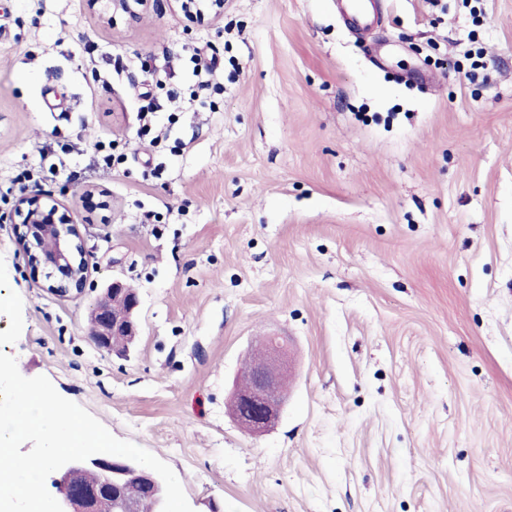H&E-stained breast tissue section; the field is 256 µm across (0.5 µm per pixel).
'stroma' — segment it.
<instances>
[{
  "label": "stroma",
  "mask_w": 512,
  "mask_h": 512,
  "mask_svg": "<svg viewBox=\"0 0 512 512\" xmlns=\"http://www.w3.org/2000/svg\"><path fill=\"white\" fill-rule=\"evenodd\" d=\"M379 4L360 39L336 0H0V182L63 159L42 191L90 255L59 296L0 223V352L194 512H512V0ZM158 81L161 151L137 136ZM115 278L141 297L125 356L86 321ZM269 332L290 382L254 436L227 403ZM92 11L102 19L110 20L115 14L122 13L131 19L138 18L140 14L150 7L151 0H87ZM177 10L188 17L197 19L204 16V9L213 14L214 18L224 15V0H172ZM205 2V3H202Z\"/></svg>",
  "instance_id": "obj_1"
}]
</instances>
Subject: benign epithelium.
<instances>
[{
  "instance_id": "obj_1",
  "label": "benign epithelium",
  "mask_w": 512,
  "mask_h": 512,
  "mask_svg": "<svg viewBox=\"0 0 512 512\" xmlns=\"http://www.w3.org/2000/svg\"><path fill=\"white\" fill-rule=\"evenodd\" d=\"M99 17L111 18L118 13L135 19L150 7L151 0H87ZM177 10L191 18L204 16V12L218 18L224 15V0H173ZM60 203L44 201L37 196L21 197L15 208L17 234L28 263L46 269L50 281L48 288L66 295L72 290L82 291L86 282L87 251L80 233L66 213L59 212ZM53 242L50 253L40 251V243ZM120 297L125 309L113 312L112 298ZM140 304L136 289L115 280L95 303L98 317L93 343L99 349L112 350V337L123 334L138 336L137 311ZM264 355L249 371L246 385L237 387L231 411L238 423L248 432L258 434L267 429L278 417L282 395L279 379L287 367L282 358V348L275 338L262 340ZM95 468L108 478L103 484L86 487L75 480L81 469ZM121 476L134 486L149 489L156 501L157 512H162L164 483L154 471L122 458L93 455L85 461L70 462L55 471L57 479L56 500L63 512H138L137 501L127 495L112 492L109 478Z\"/></svg>"
}]
</instances>
